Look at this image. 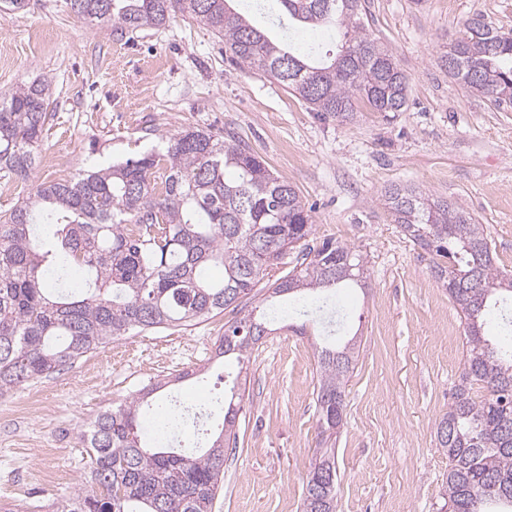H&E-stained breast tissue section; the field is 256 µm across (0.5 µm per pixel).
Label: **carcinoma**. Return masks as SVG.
Listing matches in <instances>:
<instances>
[{
    "instance_id": "carcinoma-1",
    "label": "carcinoma",
    "mask_w": 512,
    "mask_h": 512,
    "mask_svg": "<svg viewBox=\"0 0 512 512\" xmlns=\"http://www.w3.org/2000/svg\"><path fill=\"white\" fill-rule=\"evenodd\" d=\"M234 0H69L76 15L123 36L189 15L224 40L240 68L260 71L338 121L358 105L402 112L407 77L367 33L363 0H274L276 27L334 29L337 50L303 49L258 30ZM441 68L494 106L512 108V34L475 14L448 41ZM49 83L0 93V170L29 179L47 116ZM384 198L402 234L430 255L465 325L467 355L448 412L436 423L448 455V512H512V349L483 331L484 317L512 299V278L497 269L481 224L457 203L393 185ZM55 227L42 239L38 226ZM310 211L293 185L235 137L186 129L164 152H148L73 181L41 183L0 217V396L74 364L133 331L191 326L235 309L259 283L269 291L260 316L234 321L215 343L241 365L288 316L290 296L364 286L366 262L353 247L325 239L305 248ZM295 270L275 276L288 251ZM355 344L318 350L321 433L343 425L344 387ZM483 389L481 399L473 396ZM161 383L98 414L82 432L91 489L52 512H212L224 478V441L234 435L243 395L224 391L220 432L205 448H178L145 436L142 404ZM335 449L315 460L303 512H336Z\"/></svg>"
}]
</instances>
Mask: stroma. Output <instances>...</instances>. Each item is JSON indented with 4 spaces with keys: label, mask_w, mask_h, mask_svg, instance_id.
<instances>
[{
    "label": "stroma",
    "mask_w": 512,
    "mask_h": 512,
    "mask_svg": "<svg viewBox=\"0 0 512 512\" xmlns=\"http://www.w3.org/2000/svg\"><path fill=\"white\" fill-rule=\"evenodd\" d=\"M369 32L409 80L401 112L338 122L258 71L233 66L224 42L180 16L124 38L78 18L66 0H28L0 16V91L47 79L51 104L29 180L0 176V215L37 184L164 149L181 131L230 132L311 207V244L332 238L363 254L366 285L291 310L249 352L218 359L225 328L263 293L185 329L131 333L72 366L0 397V500L46 503L85 486L81 432L97 414L167 384L168 403L194 392L224 401L244 381L236 441L224 451L213 512H301L321 446L316 344L356 339L336 437L337 512H439L448 458L435 423L466 355L464 323L430 273V257L398 230L383 193L410 184L458 201L487 229L512 274V109L471 94L438 66L450 34L473 14L512 32V0H365ZM65 470L47 484L40 472Z\"/></svg>",
    "instance_id": "obj_1"
}]
</instances>
